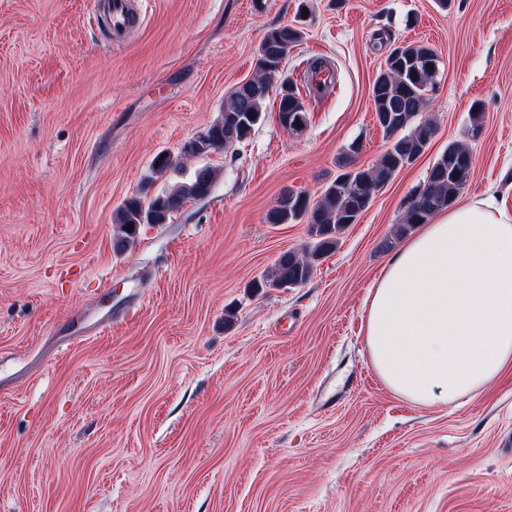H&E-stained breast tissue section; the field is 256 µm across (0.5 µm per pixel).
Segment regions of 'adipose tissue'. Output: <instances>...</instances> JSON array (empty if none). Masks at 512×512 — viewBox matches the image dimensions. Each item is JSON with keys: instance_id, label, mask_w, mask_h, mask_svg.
I'll list each match as a JSON object with an SVG mask.
<instances>
[{"instance_id": "ef3b65f1", "label": "adipose tissue", "mask_w": 512, "mask_h": 512, "mask_svg": "<svg viewBox=\"0 0 512 512\" xmlns=\"http://www.w3.org/2000/svg\"><path fill=\"white\" fill-rule=\"evenodd\" d=\"M363 335L383 384L428 407L512 372V211L464 198L402 240L371 288Z\"/></svg>"}]
</instances>
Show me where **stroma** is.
<instances>
[{"instance_id":"35a3bbf8","label":"stroma","mask_w":512,"mask_h":512,"mask_svg":"<svg viewBox=\"0 0 512 512\" xmlns=\"http://www.w3.org/2000/svg\"><path fill=\"white\" fill-rule=\"evenodd\" d=\"M307 15H298L299 6ZM128 37L95 0H0V512H512V381L451 404L387 389L364 300L411 193L453 141L463 196L512 209V0H131ZM302 28L282 76L301 134L267 100L233 149L184 158L255 74L268 30ZM410 41L441 59L436 129L300 288L253 289L318 197L387 140L373 81ZM335 74L306 89L308 66ZM483 131L469 140L473 102ZM180 164L152 176L160 152ZM215 169L211 196L113 248L114 214Z\"/></svg>"}]
</instances>
